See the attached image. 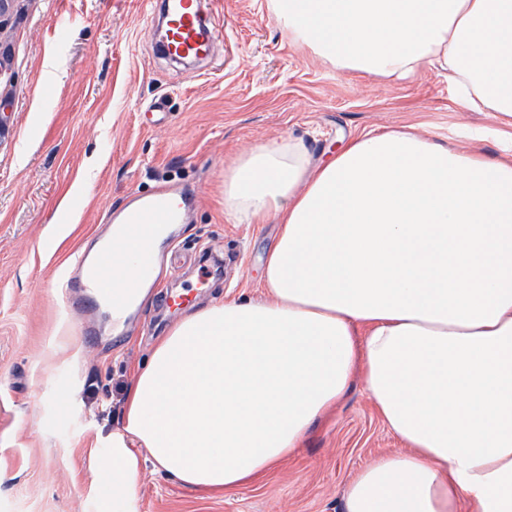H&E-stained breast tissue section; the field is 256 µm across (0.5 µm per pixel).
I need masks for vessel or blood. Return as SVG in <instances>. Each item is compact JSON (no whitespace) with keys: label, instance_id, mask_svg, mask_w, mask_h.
Wrapping results in <instances>:
<instances>
[{"label":"vessel or blood","instance_id":"obj_1","mask_svg":"<svg viewBox=\"0 0 512 512\" xmlns=\"http://www.w3.org/2000/svg\"><path fill=\"white\" fill-rule=\"evenodd\" d=\"M166 14L160 55L173 61L209 55L215 25L206 20L200 0H168ZM187 213L186 197L170 189L133 197L94 256L74 253L75 274L52 283L57 296L72 312L106 306L117 317L116 328H123L135 289L151 285L167 226L185 223Z\"/></svg>","mask_w":512,"mask_h":512}]
</instances>
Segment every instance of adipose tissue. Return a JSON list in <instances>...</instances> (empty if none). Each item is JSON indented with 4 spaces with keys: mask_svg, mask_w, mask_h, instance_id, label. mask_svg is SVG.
Instances as JSON below:
<instances>
[{
    "mask_svg": "<svg viewBox=\"0 0 512 512\" xmlns=\"http://www.w3.org/2000/svg\"><path fill=\"white\" fill-rule=\"evenodd\" d=\"M297 48L375 80L448 71L457 102L512 118V0H267ZM224 216L275 218L258 299L183 312L137 368L96 469L137 512L146 466L249 483L362 382L403 444L345 512H512V155L410 127L311 164L273 140L224 172Z\"/></svg>",
    "mask_w": 512,
    "mask_h": 512,
    "instance_id": "1",
    "label": "adipose tissue"
}]
</instances>
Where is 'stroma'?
I'll use <instances>...</instances> for the list:
<instances>
[{
	"instance_id": "obj_1",
	"label": "stroma",
	"mask_w": 512,
	"mask_h": 512,
	"mask_svg": "<svg viewBox=\"0 0 512 512\" xmlns=\"http://www.w3.org/2000/svg\"><path fill=\"white\" fill-rule=\"evenodd\" d=\"M214 59L161 58L145 0H0V512H112L93 469L133 369L178 314L157 303L122 338L107 309L68 313L48 284L74 252L108 233L129 196L177 187L189 219L164 252L162 291L192 304L258 298L273 219H224V171L273 139L328 160L350 137L412 126L495 155L512 126L462 110L448 73L375 82L331 69L291 45L266 0H213ZM166 111L145 114L156 98ZM222 260L197 290L200 254ZM362 384L262 478L208 495L146 469L138 512H344L347 482L378 455L402 451Z\"/></svg>"
}]
</instances>
